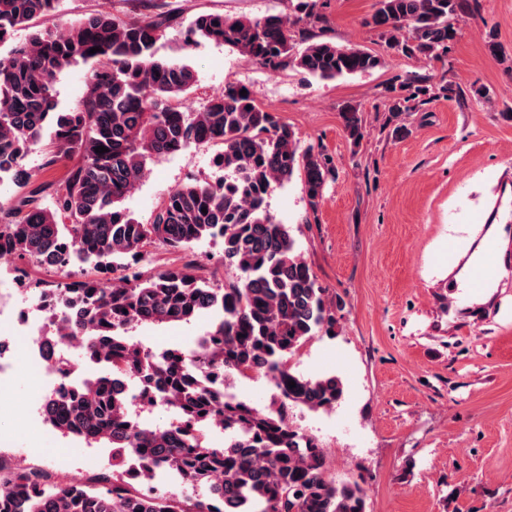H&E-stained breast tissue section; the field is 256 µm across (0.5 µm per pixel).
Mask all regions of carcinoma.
<instances>
[{"label":"carcinoma","mask_w":512,"mask_h":512,"mask_svg":"<svg viewBox=\"0 0 512 512\" xmlns=\"http://www.w3.org/2000/svg\"><path fill=\"white\" fill-rule=\"evenodd\" d=\"M60 3L0 0V48L11 44L0 64V184L9 179L25 190L15 206H0V248L43 269L61 271L78 259L112 275L109 289L98 277L67 284V334L85 337L84 358L103 373L48 403L61 436L112 449V475L98 486L56 480L45 487L33 471L0 473V512H367L362 485L329 478L323 449L284 410L260 411L224 393L227 376L253 373L267 378L288 407L327 411L345 396L339 377L292 369L307 341L336 332L342 302L318 283L291 227L276 222L267 203L274 186L298 177L317 213L336 179L333 158L300 148L293 129L252 92L241 95L242 85L227 84L200 107L182 109L196 74L182 60L156 57L171 21L165 0H149L155 14L148 20L92 14L63 31L51 26ZM469 8L468 0H378L368 25L399 54L442 61ZM35 20L43 27L12 43ZM323 22L317 0H296L288 15L202 13L187 27V42L213 41L269 69L291 64L319 80L385 65L358 46L305 35L304 26ZM93 47L101 51L89 53ZM79 61L93 62L83 95L61 111L56 76ZM431 93L425 75L397 77L383 106L397 117ZM340 117L347 137L359 143V109L347 104ZM47 127L53 136L45 165L64 168L51 208L39 203L48 186L35 184L22 165ZM200 145L221 147L212 162L224 179L184 184L157 205L148 224L121 208L148 159ZM99 146L108 151L95 152ZM208 237L222 240L224 265L234 271L222 288L199 275L190 258L194 244ZM151 243L187 260L145 271ZM216 306L222 317L193 348L196 372L181 352H157L130 336L137 326L189 323ZM132 374L146 403L172 413L167 426L147 424L129 404L120 381ZM215 425L224 430L221 448L207 442ZM129 457L146 472L175 470L183 484L206 494L162 496L131 487L119 471Z\"/></svg>","instance_id":"1"}]
</instances>
